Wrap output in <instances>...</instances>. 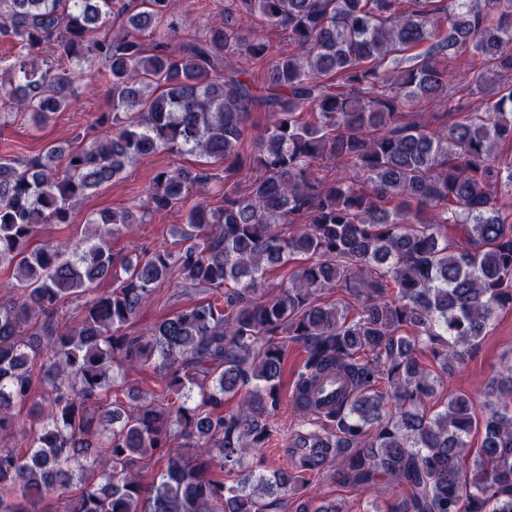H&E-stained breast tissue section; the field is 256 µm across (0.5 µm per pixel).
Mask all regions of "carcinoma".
Here are the masks:
<instances>
[{
    "label": "carcinoma",
    "instance_id": "cac0c4a2",
    "mask_svg": "<svg viewBox=\"0 0 512 512\" xmlns=\"http://www.w3.org/2000/svg\"><path fill=\"white\" fill-rule=\"evenodd\" d=\"M169 3L0 0V37L45 55L1 68L0 100L39 129L84 82L112 96L93 122L105 135L28 161L0 156V267L16 279L0 296V436L42 390L28 446L0 448V512H50L48 499L60 512H273L326 471L357 491L388 481V512H512V363L483 412L456 394L431 414L441 378L419 359L453 369L512 309V156L496 153L512 142V0H228L224 20L190 38ZM239 14L297 51L241 35ZM243 54L266 65L263 85ZM474 54L487 75L470 112L454 102L447 61ZM426 101L447 106L445 132L403 120ZM257 110L271 119L254 136ZM159 152L202 162L159 171L146 201L97 213L83 241L30 249L40 225L71 223L89 194ZM324 159L336 178L316 174ZM216 163L222 204L192 201ZM245 167L254 175L241 182ZM174 209L186 210L181 248L112 254L121 229ZM298 259L269 290L267 272ZM169 279L210 298L129 332ZM335 288L357 305L321 300ZM70 297L84 299L79 319L61 325ZM291 342L306 358L289 402L307 427L288 447L321 453L259 473L248 457L272 436ZM146 365L163 373L160 391L112 397L113 367ZM331 375L347 391L317 411L312 395ZM153 459L166 468L145 484L134 468ZM295 512L349 508L313 497Z\"/></svg>",
    "mask_w": 512,
    "mask_h": 512
}]
</instances>
